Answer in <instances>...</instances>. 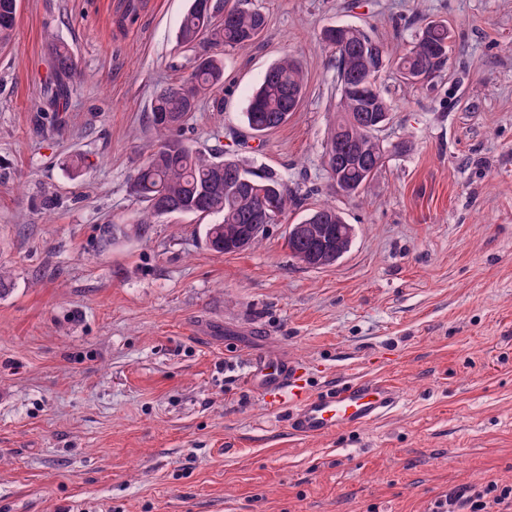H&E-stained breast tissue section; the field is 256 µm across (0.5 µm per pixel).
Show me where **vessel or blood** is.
<instances>
[{"instance_id": "1", "label": "vessel or blood", "mask_w": 512, "mask_h": 512, "mask_svg": "<svg viewBox=\"0 0 512 512\" xmlns=\"http://www.w3.org/2000/svg\"><path fill=\"white\" fill-rule=\"evenodd\" d=\"M250 386L273 401L293 395L297 402L288 421L290 431L303 437H319L348 425L363 426L381 420L398 404V392L377 381L354 378L348 385L319 396L303 392L300 369L285 357L255 360Z\"/></svg>"}]
</instances>
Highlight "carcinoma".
<instances>
[{"mask_svg": "<svg viewBox=\"0 0 512 512\" xmlns=\"http://www.w3.org/2000/svg\"><path fill=\"white\" fill-rule=\"evenodd\" d=\"M18 0H0V44L12 39L17 22ZM267 26L261 10L241 0L234 6L228 0H191L183 16L177 42L195 53L194 66L180 81L159 94L152 103L149 123L156 140L147 146V156L138 168L132 184L133 193L146 204L145 218L137 225L144 232L153 220L172 214L213 216L205 225L204 239L211 250L231 254L243 251L253 242L243 243L250 227L261 222L264 208L274 203L271 223L300 202L299 189L292 188L275 173L251 170L217 147L209 151L174 136L195 111L202 94L223 88L224 56L251 47ZM320 40L336 59L337 112L340 118L328 129L324 143L325 167L329 181L340 179L349 188L348 198H356L369 186L385 160L373 152L367 141L371 129L352 127L340 139L342 122L357 111L391 112V104L382 95L381 72L394 62L410 84L425 83L442 72L448 64L450 34L448 27L430 23L415 36L410 48L391 59L387 44L354 26H328ZM55 82L50 88L54 107L63 104L76 75V65L67 44L51 43ZM362 77L369 97L357 101L350 92L351 83ZM305 92V74L291 55L282 57L264 74L261 84L249 98L245 120L254 135H262L284 125L298 109ZM167 204L158 208L159 202ZM307 225L303 235L287 238L292 257L310 252L322 259L321 266L334 264L333 256L322 251L315 239L317 226L330 225L336 239L342 240L345 219L336 207L325 204L302 220Z\"/></svg>", "mask_w": 512, "mask_h": 512, "instance_id": "cac0c4a2", "label": "carcinoma"}]
</instances>
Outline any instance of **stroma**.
<instances>
[{"label": "stroma", "instance_id": "obj_1", "mask_svg": "<svg viewBox=\"0 0 512 512\" xmlns=\"http://www.w3.org/2000/svg\"><path fill=\"white\" fill-rule=\"evenodd\" d=\"M251 2L267 27L225 56L221 104L202 98L184 137L308 196L221 254L192 215L139 236L130 189L151 104L194 57L176 43L188 0H19L0 46V512H424L454 486L512 482V0ZM432 21L453 36L447 68L424 87L384 70L391 153L360 197L334 194L319 32L370 28L401 53ZM51 36L78 72L59 114L42 98ZM287 54L303 100L250 138L248 99ZM324 203L355 236L308 268L287 227ZM266 356L300 365L311 396L366 375L402 398L377 423L301 437L291 403L247 386Z\"/></svg>", "mask_w": 512, "mask_h": 512}]
</instances>
